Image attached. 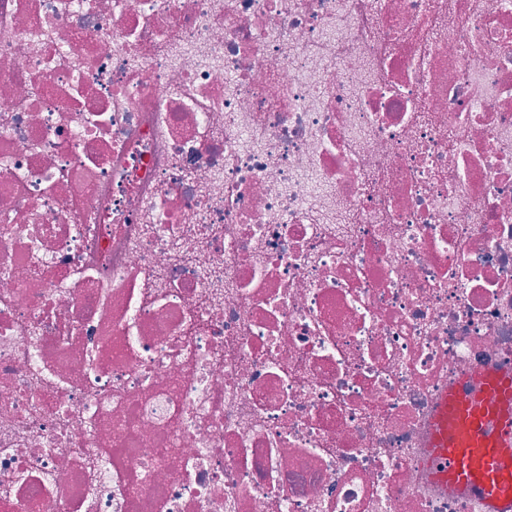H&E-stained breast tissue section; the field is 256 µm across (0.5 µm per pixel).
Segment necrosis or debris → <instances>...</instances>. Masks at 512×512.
I'll use <instances>...</instances> for the list:
<instances>
[{
    "label": "necrosis or debris",
    "mask_w": 512,
    "mask_h": 512,
    "mask_svg": "<svg viewBox=\"0 0 512 512\" xmlns=\"http://www.w3.org/2000/svg\"><path fill=\"white\" fill-rule=\"evenodd\" d=\"M512 0H0V512H485ZM464 386L473 392L462 400ZM511 396V370L466 375L442 395L432 425L433 477L478 496L486 512L512 511V415L498 402Z\"/></svg>",
    "instance_id": "necrosis-or-debris-1"
}]
</instances>
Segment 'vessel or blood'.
I'll use <instances>...</instances> for the list:
<instances>
[{
  "instance_id": "obj_1",
  "label": "vessel or blood",
  "mask_w": 512,
  "mask_h": 512,
  "mask_svg": "<svg viewBox=\"0 0 512 512\" xmlns=\"http://www.w3.org/2000/svg\"><path fill=\"white\" fill-rule=\"evenodd\" d=\"M512 371L464 376L437 408L428 463L436 480L481 498L486 512H512Z\"/></svg>"
}]
</instances>
